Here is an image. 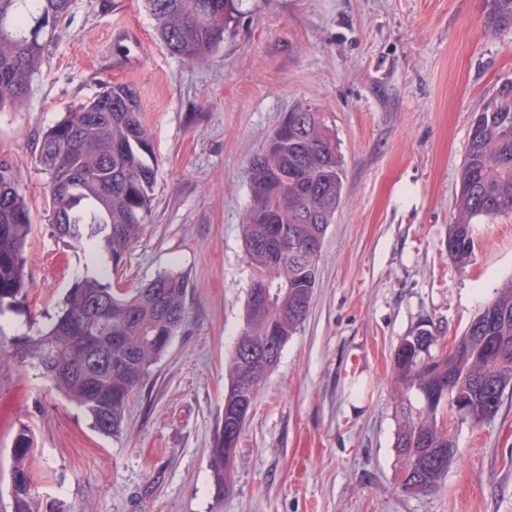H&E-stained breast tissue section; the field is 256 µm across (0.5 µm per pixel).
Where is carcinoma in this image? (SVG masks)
Instances as JSON below:
<instances>
[{
  "label": "carcinoma",
  "mask_w": 512,
  "mask_h": 512,
  "mask_svg": "<svg viewBox=\"0 0 512 512\" xmlns=\"http://www.w3.org/2000/svg\"><path fill=\"white\" fill-rule=\"evenodd\" d=\"M244 0H145L157 37L188 63L207 59L233 35ZM72 0H0V111L25 98L58 23ZM496 26L512 24V0H486ZM136 91L107 82L92 99L65 114L43 135L38 162L48 175V206L55 233L90 255L106 254L112 268L126 259L151 214L158 159L151 131L140 116ZM250 200L240 224L254 287H267L271 306L246 301L244 326L228 367L224 414L210 463L216 501L231 487L238 441L266 374L248 384L239 372L249 358L281 354L307 318L317 287L318 253L340 206L344 165L336 135L320 108L299 104L287 112L247 172ZM512 212V80L501 82L471 124L460 166V187L448 232V254L461 269L475 249L472 224ZM31 210L19 177L0 163V314L27 294L24 276ZM190 281L163 272L131 294H119L101 276L77 279L55 318L10 338L12 357L49 381L80 407L91 426L119 434L131 396L181 329ZM499 343L503 366L487 365L485 337ZM453 351L431 354L437 336L421 329L404 338L393 357L394 380L416 389L425 411L406 421L397 445L403 457L399 490H437L458 448L440 427L433 403L463 394L470 421L495 393L512 387V279L472 320ZM31 443L22 432L12 452L13 512H69L65 502L32 492Z\"/></svg>",
  "instance_id": "carcinoma-1"
}]
</instances>
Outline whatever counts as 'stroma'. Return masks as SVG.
Segmentation results:
<instances>
[{
  "mask_svg": "<svg viewBox=\"0 0 512 512\" xmlns=\"http://www.w3.org/2000/svg\"><path fill=\"white\" fill-rule=\"evenodd\" d=\"M234 37L188 64L158 40L142 0H72L25 100L0 112V160L18 173L33 226L28 294L0 331L48 324L92 257L59 240L37 162L43 133L109 81L129 84L159 171L149 224L112 284L164 271L192 285L186 320L136 392L119 436L31 368L0 364V512H13L11 450L31 437L33 486L70 512H512V394L456 429L439 489H398L396 448L416 390L393 353L426 328L451 342L512 277V213L472 226L458 268L448 230L470 126L512 79V26L485 0H250ZM325 114L344 161L341 204L317 262L306 321L261 384L233 486L215 501L210 448L251 271L239 224L247 170L297 103Z\"/></svg>",
  "mask_w": 512,
  "mask_h": 512,
  "instance_id": "obj_1",
  "label": "stroma"
}]
</instances>
